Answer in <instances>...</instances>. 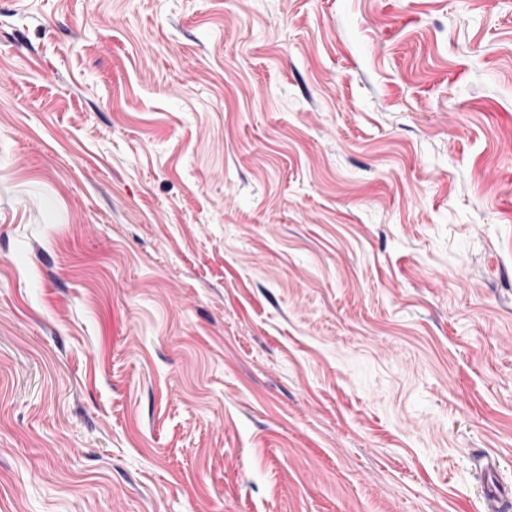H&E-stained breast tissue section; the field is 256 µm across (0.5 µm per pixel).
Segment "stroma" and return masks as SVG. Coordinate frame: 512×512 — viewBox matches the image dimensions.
Wrapping results in <instances>:
<instances>
[{
	"instance_id": "obj_1",
	"label": "stroma",
	"mask_w": 512,
	"mask_h": 512,
	"mask_svg": "<svg viewBox=\"0 0 512 512\" xmlns=\"http://www.w3.org/2000/svg\"><path fill=\"white\" fill-rule=\"evenodd\" d=\"M512 482V0H0V512H482ZM483 467L485 481L483 512H509L512 509V496L506 494V487L497 470L496 461L489 454Z\"/></svg>"
}]
</instances>
